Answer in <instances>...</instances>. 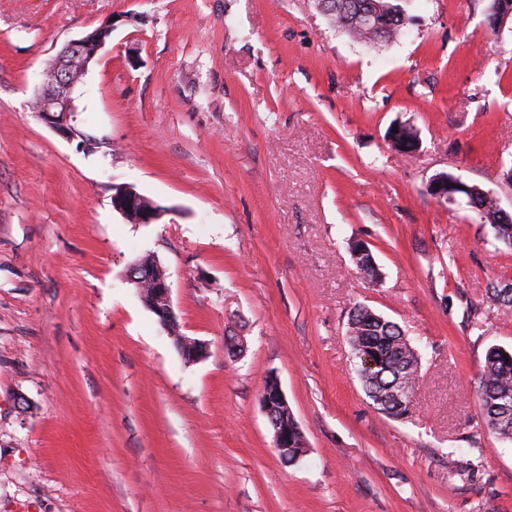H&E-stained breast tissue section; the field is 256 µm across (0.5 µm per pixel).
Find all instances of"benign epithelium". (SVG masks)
<instances>
[{
  "instance_id": "7a95c632",
  "label": "benign epithelium",
  "mask_w": 512,
  "mask_h": 512,
  "mask_svg": "<svg viewBox=\"0 0 512 512\" xmlns=\"http://www.w3.org/2000/svg\"><path fill=\"white\" fill-rule=\"evenodd\" d=\"M112 34V21H106L83 37L69 42L45 66L44 72L56 74L57 80L47 82L38 90V118L59 135L73 139L78 131L72 125L75 112L72 92L83 83L89 64L104 49ZM461 186V181L448 179V174L435 175L428 185L432 195L440 200L454 201L456 196L448 191V183ZM112 206L131 224H153L160 220L166 209L144 198L132 186L112 185ZM126 280L141 295L144 307L157 319L167 332L179 354L193 362L203 360L208 354L207 343L185 336L180 332L171 303V284L165 268L155 257L137 258L130 263ZM266 384L275 387L273 395L261 394V405L266 418H271L273 403L287 404L286 396L277 377L271 375Z\"/></svg>"
}]
</instances>
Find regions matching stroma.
Segmentation results:
<instances>
[{
  "instance_id": "35a3bbf8",
  "label": "stroma",
  "mask_w": 512,
  "mask_h": 512,
  "mask_svg": "<svg viewBox=\"0 0 512 512\" xmlns=\"http://www.w3.org/2000/svg\"><path fill=\"white\" fill-rule=\"evenodd\" d=\"M486 6L413 0L408 35L369 50L316 0H0V512H512V443L472 390L512 348L492 299L512 244L428 191L450 173L512 214V28ZM107 20L73 93L87 149L32 111L33 75ZM116 183L165 215L127 223ZM145 254L205 359L126 282ZM357 304L422 342L405 419L358 378ZM272 374L295 466L260 404ZM274 420L280 428L271 429V432H273L272 436L275 450L279 452L284 459L285 453H283V451L288 449V462L286 461V463L288 465L298 464L306 451L303 436L297 423L288 408L281 407H278L274 411ZM281 429L288 431V434L284 433Z\"/></svg>"
}]
</instances>
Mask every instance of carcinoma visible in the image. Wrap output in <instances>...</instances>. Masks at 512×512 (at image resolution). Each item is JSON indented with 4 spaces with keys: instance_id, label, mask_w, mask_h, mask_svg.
Here are the masks:
<instances>
[{
    "instance_id": "1",
    "label": "carcinoma",
    "mask_w": 512,
    "mask_h": 512,
    "mask_svg": "<svg viewBox=\"0 0 512 512\" xmlns=\"http://www.w3.org/2000/svg\"><path fill=\"white\" fill-rule=\"evenodd\" d=\"M378 3L387 10L389 18L382 31L358 26L353 15ZM405 0H332L336 8L327 13V18L343 33L366 45L373 46L389 41L404 33L408 14ZM465 196H474L469 206L475 209L483 224L494 226L497 238L512 243V216L507 221L498 218V208L494 200L482 194L476 185L462 189ZM348 340L357 360V372L363 382L367 396L381 413L397 418L408 413V409L398 410L388 404V392L398 382L416 387L420 378V352L412 341L403 335L398 324L384 316L372 315L359 305L354 307L348 321ZM369 355L375 368L366 370L362 356ZM480 401L481 415L487 429L504 442H512V412L502 409V405L512 404V349L491 347L487 350L476 386ZM277 426L288 432V464L295 465L305 453L302 433L292 414L286 408L274 411Z\"/></svg>"
}]
</instances>
